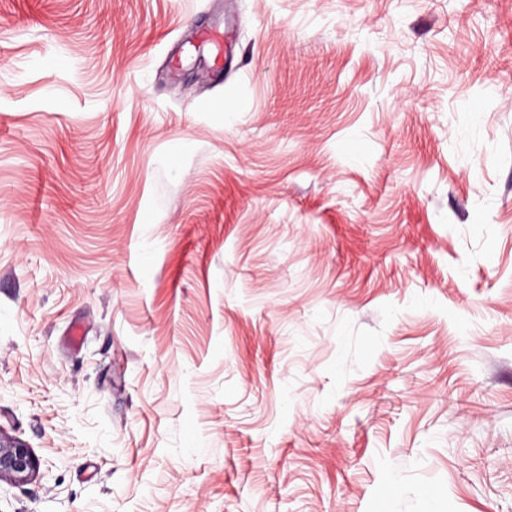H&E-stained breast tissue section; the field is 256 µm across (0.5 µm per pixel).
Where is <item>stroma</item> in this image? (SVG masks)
<instances>
[{
	"instance_id": "obj_1",
	"label": "stroma",
	"mask_w": 512,
	"mask_h": 512,
	"mask_svg": "<svg viewBox=\"0 0 512 512\" xmlns=\"http://www.w3.org/2000/svg\"><path fill=\"white\" fill-rule=\"evenodd\" d=\"M0 432V512H512V0H0ZM40 465V459L26 442L0 432V480L28 483L37 476Z\"/></svg>"
}]
</instances>
